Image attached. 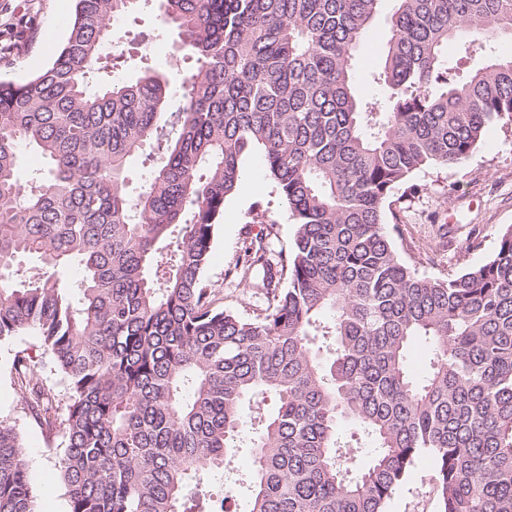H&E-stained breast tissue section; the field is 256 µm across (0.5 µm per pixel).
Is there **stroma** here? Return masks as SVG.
<instances>
[{"label":"stroma","mask_w":512,"mask_h":512,"mask_svg":"<svg viewBox=\"0 0 512 512\" xmlns=\"http://www.w3.org/2000/svg\"><path fill=\"white\" fill-rule=\"evenodd\" d=\"M397 0H381L366 38L354 61L353 83L358 94L380 97L382 90L373 73L381 61ZM74 0H0V79L23 81L51 62L66 40ZM121 44L126 62L112 66L115 46L105 44V66L96 82L105 85L135 76L141 60L165 68L172 87H179L188 65L176 62V35L159 0H138L122 19ZM419 192L412 200L396 204L402 238L395 247L420 274L442 278L483 264L493 253L502 229L512 225V120L489 124L470 159L459 166L431 167L414 173ZM265 210L274 222L275 250L289 252L297 226L288 207L270 180L259 155L244 160L242 179L224 205V216L212 243L206 279L218 290L225 310L250 318L258 305L249 288L232 270L242 263L244 241L265 234L266 227L253 223L254 209ZM447 225V237L438 228ZM27 350L38 360L47 354L39 337L25 333L0 344V414L15 421L25 446L28 479L37 498L38 512H68V500L56 461L61 437L46 438L19 409L10 367L15 351ZM388 512H437L434 472L422 459L409 481L393 497Z\"/></svg>","instance_id":"stroma-1"}]
</instances>
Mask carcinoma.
Instances as JSON below:
<instances>
[{
	"label": "carcinoma",
	"mask_w": 512,
	"mask_h": 512,
	"mask_svg": "<svg viewBox=\"0 0 512 512\" xmlns=\"http://www.w3.org/2000/svg\"><path fill=\"white\" fill-rule=\"evenodd\" d=\"M74 2L53 61L0 80V342L32 330L52 355L61 389L23 350L11 374L22 412L64 438L68 512H186L188 484L230 468L244 431L248 512H387L423 454L437 512H512V225L484 264L434 279L398 253L392 208L412 174L465 163L512 116V56L463 79L445 60L451 40L468 55L512 35V0H398L381 101L353 85L381 0H161L192 62L174 112L151 65L90 88L137 0ZM24 148L43 161L30 184ZM256 152L298 230L275 261V225L245 244L237 275L262 274L264 305L243 319L204 273ZM24 255L44 271L19 272ZM420 337L432 361L417 380ZM344 419L369 448L341 441ZM0 512H36L2 416ZM155 152L154 145L147 144L143 147L141 153L132 161L127 184V189L131 194H137L143 182L148 178L152 170ZM430 359L431 354L428 344L421 341L414 343L409 355L411 374L417 379L425 377L430 370Z\"/></svg>",
	"instance_id": "1"
}]
</instances>
